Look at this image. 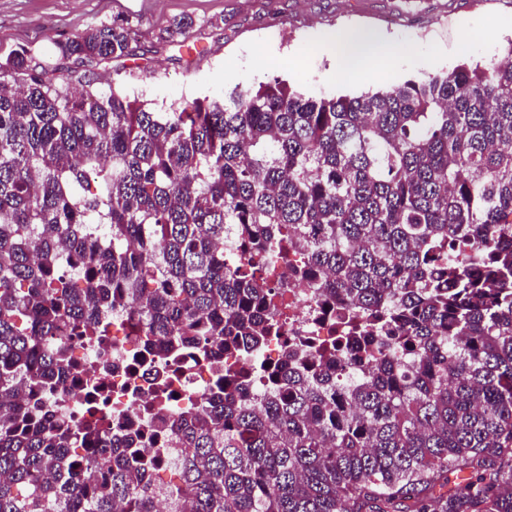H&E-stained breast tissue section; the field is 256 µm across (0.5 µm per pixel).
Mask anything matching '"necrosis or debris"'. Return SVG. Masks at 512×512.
I'll use <instances>...</instances> for the list:
<instances>
[{
  "mask_svg": "<svg viewBox=\"0 0 512 512\" xmlns=\"http://www.w3.org/2000/svg\"><path fill=\"white\" fill-rule=\"evenodd\" d=\"M263 275L277 291L271 317L280 329L262 347L263 363L280 364L289 347L302 339L325 340L343 333V325L325 315L321 293L306 276L298 256L273 259ZM148 341L126 310L112 313L108 333L98 339L64 337L72 363L70 375L28 402L32 414L41 420L68 423L82 434V441L71 451L79 463L93 448L84 437L89 427H98L119 441L136 438L141 453L154 462L152 487L166 500L183 450L175 429L155 437L149 431L156 429L159 420L172 421L201 407L216 390L219 370L212 358L194 352L157 358Z\"/></svg>",
  "mask_w": 512,
  "mask_h": 512,
  "instance_id": "necrosis-or-debris-1",
  "label": "necrosis or debris"
}]
</instances>
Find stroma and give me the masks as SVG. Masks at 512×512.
I'll list each match as a JSON object with an SVG mask.
<instances>
[{
    "label": "stroma",
    "instance_id": "obj_1",
    "mask_svg": "<svg viewBox=\"0 0 512 512\" xmlns=\"http://www.w3.org/2000/svg\"><path fill=\"white\" fill-rule=\"evenodd\" d=\"M183 16L195 21L186 47L159 43V31ZM112 22L133 30L129 54L90 78L153 112L275 78L308 97L357 96L484 65L512 47V0H0V55L27 48L46 59L55 41ZM347 29L391 40L398 56L344 79L323 41Z\"/></svg>",
    "mask_w": 512,
    "mask_h": 512
}]
</instances>
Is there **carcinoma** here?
<instances>
[{"mask_svg":"<svg viewBox=\"0 0 512 512\" xmlns=\"http://www.w3.org/2000/svg\"><path fill=\"white\" fill-rule=\"evenodd\" d=\"M128 49L102 24L48 61L0 56L22 77L0 84V512H161L143 458L101 436L73 470L78 435L20 386L69 375L48 337L96 336L123 308L160 358L258 354L276 333L261 262L279 251L356 335L309 349L312 371L295 351L256 368L258 403L227 371L179 417V512H512V46L355 97L275 78L171 112L79 71ZM224 239L248 250L232 272ZM464 240L477 257L448 259ZM342 354L368 373L344 375Z\"/></svg>","mask_w":512,"mask_h":512,"instance_id":"cac0c4a2","label":"carcinoma"}]
</instances>
